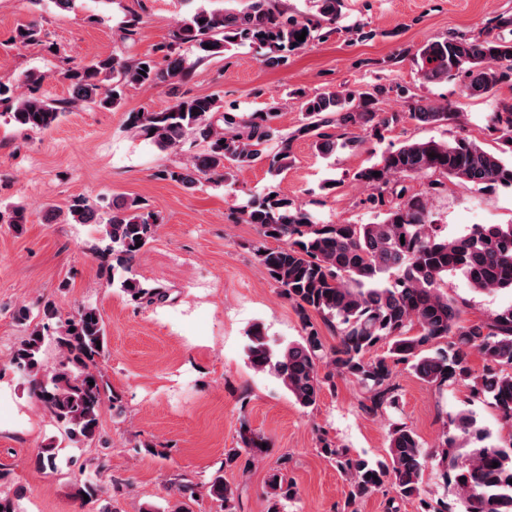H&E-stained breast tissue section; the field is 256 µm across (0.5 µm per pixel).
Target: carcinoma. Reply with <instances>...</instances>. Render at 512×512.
<instances>
[{"label":"carcinoma","instance_id":"cac0c4a2","mask_svg":"<svg viewBox=\"0 0 512 512\" xmlns=\"http://www.w3.org/2000/svg\"><path fill=\"white\" fill-rule=\"evenodd\" d=\"M310 2L314 13L303 20L281 7L280 0H247L240 9L198 7L183 18L171 41L158 48L160 62L149 56L130 61L113 53L67 70L72 97L66 102L43 97L40 75H26L21 92L13 84L0 82V117L25 130L46 131L75 103L114 108L132 87L185 79L179 50L187 43L198 45L209 56L247 44L260 54L264 66L277 68L287 61V54L336 30L343 0ZM304 30L305 40H297ZM14 41L38 43L42 29L34 22L21 25ZM416 57L423 82L457 77L472 97L488 96L498 85L512 82V38L501 34L445 37L424 44ZM393 94L405 99L408 111H385ZM278 110L271 106L242 119L220 111L215 96L183 95L163 111L132 112L129 122L139 135L163 150L180 149L190 136L205 143L204 151L188 163L162 173L194 188L203 179L226 180L231 171L263 159L269 161V169L278 172L288 165L294 142L300 138L312 140L319 153L332 155L338 149L362 145L364 139L354 135L356 130L382 140L385 131L406 118L421 125H442L452 116L448 106L391 82H378L366 90L302 97L303 120L290 133L276 126ZM337 128L342 132L336 133ZM492 131L498 142L494 151L465 135L451 142L406 141L355 171L352 180L372 190L368 198L372 207L384 210L377 223L320 224L277 188L243 210V221L255 225L260 236L256 258L293 303L303 330L299 340L278 351L268 345L261 331H255L247 348L250 367L275 375L304 408L320 400L325 384L335 375L351 377L364 390L362 408L377 413L396 404L394 367L404 364L431 386L465 384L488 395L499 423L511 428L512 305L486 320L463 324L459 310L441 288L444 277L459 273L476 291H512V224H475L465 235L448 239L433 224L429 203V196L444 191L451 179L481 188L512 187V104L494 113ZM375 172L380 176H373ZM415 177L429 179L426 192L408 193L404 181ZM69 214L77 224L99 225L103 252L112 257V280L121 292L148 303L166 299V291L144 287L132 269L143 246L153 239L157 215L142 212L136 199L112 203L105 221L85 199L73 201ZM270 239L277 246L267 245ZM314 315L336 335V345L326 346L312 321ZM42 316L56 320V327L50 328L47 322L35 324L13 349L10 363L30 378L33 397L68 441L88 444L99 433L105 407L115 409L118 402V395L98 370V360L107 347L104 322L95 307H81L64 316L52 301L44 303ZM443 341L446 351L437 348ZM49 342L58 360L46 374L43 354ZM383 343L388 345L386 353L371 357ZM474 353L484 360L479 375L470 366ZM322 367L327 368L323 375ZM452 425L455 434L444 436L435 456L445 468L446 479L458 490L462 512H512V436L506 446L483 444L489 433L470 414L459 415ZM459 439H473L482 446L466 450L457 443ZM240 441L241 447L225 451L224 466L246 471L266 453L263 443L267 439L244 424ZM321 450L348 482L347 505L389 483L398 497L419 499L421 512H441L421 498L430 454L407 426L396 424L389 430L382 460L353 456L325 439ZM58 452L57 445L47 444L34 457V467L57 470ZM287 467L284 459L268 477L267 512H286L296 497ZM206 485L208 495L224 512H234L237 489L224 483L221 471H215ZM101 492L102 486L86 480L76 486L75 496L81 500L86 495L93 502ZM0 512H25L21 496L11 491L2 471Z\"/></svg>","mask_w":512,"mask_h":512}]
</instances>
